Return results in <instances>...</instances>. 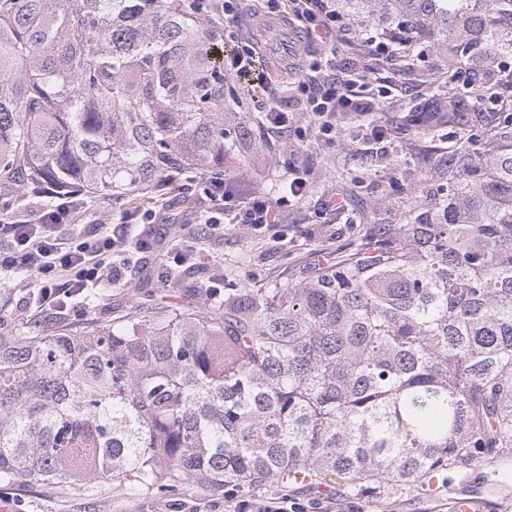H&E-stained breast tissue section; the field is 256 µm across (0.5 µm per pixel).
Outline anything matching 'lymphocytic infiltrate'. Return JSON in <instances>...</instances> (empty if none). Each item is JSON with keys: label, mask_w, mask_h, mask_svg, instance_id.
<instances>
[{"label": "lymphocytic infiltrate", "mask_w": 512, "mask_h": 512, "mask_svg": "<svg viewBox=\"0 0 512 512\" xmlns=\"http://www.w3.org/2000/svg\"><path fill=\"white\" fill-rule=\"evenodd\" d=\"M262 4L266 14L292 17L322 49L318 59L301 69L296 103L320 120L323 131L331 129L327 114L334 112L337 105L350 104L353 87L365 81L375 65L392 63L398 56L391 39L372 38L368 41L370 62L356 68L337 67L339 48L351 44L352 30L336 0H262ZM290 192V197L274 202L253 198L238 213V223L258 229L279 223L281 210L290 199L306 196L305 181L293 180ZM74 209V196L60 195L41 208L35 219L19 217L0 225V274L22 267L29 269L34 275L40 309L57 316L66 310L67 299L82 294L89 285L106 278L120 279V259L133 237L131 222L135 214L131 211L126 212L125 223L105 225L98 238L86 239L77 234L55 237V230L70 221ZM224 512H306V507L284 489L251 499L230 492L224 498Z\"/></svg>", "instance_id": "lymphocytic-infiltrate-1"}]
</instances>
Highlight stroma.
<instances>
[{
    "label": "stroma",
    "instance_id": "35a3bbf8",
    "mask_svg": "<svg viewBox=\"0 0 512 512\" xmlns=\"http://www.w3.org/2000/svg\"><path fill=\"white\" fill-rule=\"evenodd\" d=\"M260 39L287 48L280 65L273 68L274 85L256 84L243 104L226 99L228 112H247L251 125H259L273 88L298 81V67L318 46L305 33L283 20L266 24H239L236 37L225 40L224 52L238 42ZM456 91L477 101L486 112L512 113V91L492 98L469 85L464 75L448 71V43L421 41L408 46L393 66L369 77L362 100L373 101L374 111L345 108L329 120L332 134H323L311 113L288 107V130L279 138L260 136L224 144V181L232 204L246 205L251 198H277L293 178L307 184L300 204L285 208L280 223L261 229L249 224H228L215 233L205 222L208 204L203 199V171L181 170L170 179L158 178L112 194L79 198L75 231L91 233L89 214L102 223L115 224L125 210H153L155 217L136 225L145 250H131L130 261L117 286L95 289L92 298L73 300L63 316L50 317L37 309L29 274L17 275L0 287V336L14 335L23 323H39L41 330L78 329L93 319L114 318L138 305L152 308L187 305L198 291H207L212 303L224 299L226 289L241 282L258 288L274 287L308 267L333 257L350 246L368 224H403L422 213L432 199L448 193V177L437 164L456 152L487 150L479 127L411 125L408 116L431 103L439 94ZM340 207L324 209L325 199ZM184 223L195 225L190 241L192 256L176 265L174 238ZM461 493L486 499L490 512H512V464L486 461L471 477L439 492L422 496L396 494L380 501L356 498L358 512H448V500ZM9 512H173L184 504L186 512H224L223 494H172L160 496L144 490L132 495L113 486L101 496L86 497L51 485L0 484V504Z\"/></svg>",
    "mask_w": 512,
    "mask_h": 512
}]
</instances>
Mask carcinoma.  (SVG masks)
Masks as SVG:
<instances>
[{"mask_svg":"<svg viewBox=\"0 0 512 512\" xmlns=\"http://www.w3.org/2000/svg\"><path fill=\"white\" fill-rule=\"evenodd\" d=\"M481 67L512 54V0H346ZM188 0H0V196L95 194L224 170L229 84ZM466 113L448 92L424 124ZM410 224L272 288L0 339V482L134 494L258 489L431 494L512 456V148L447 161Z\"/></svg>","mask_w":512,"mask_h":512,"instance_id":"obj_1","label":"carcinoma"}]
</instances>
